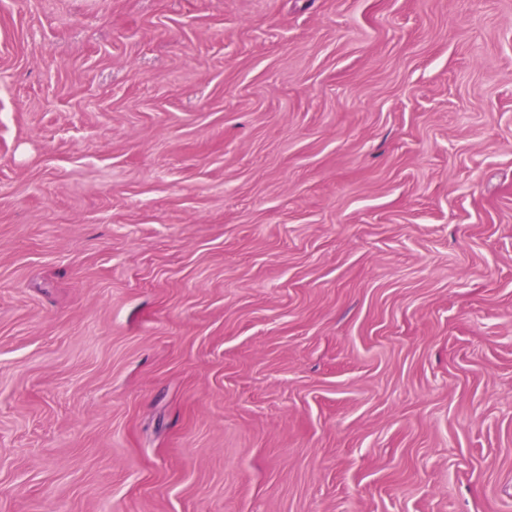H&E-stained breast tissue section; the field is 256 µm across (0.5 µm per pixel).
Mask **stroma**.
Instances as JSON below:
<instances>
[{"label":"stroma","mask_w":512,"mask_h":512,"mask_svg":"<svg viewBox=\"0 0 512 512\" xmlns=\"http://www.w3.org/2000/svg\"><path fill=\"white\" fill-rule=\"evenodd\" d=\"M0 512H512V0H0Z\"/></svg>","instance_id":"stroma-1"}]
</instances>
